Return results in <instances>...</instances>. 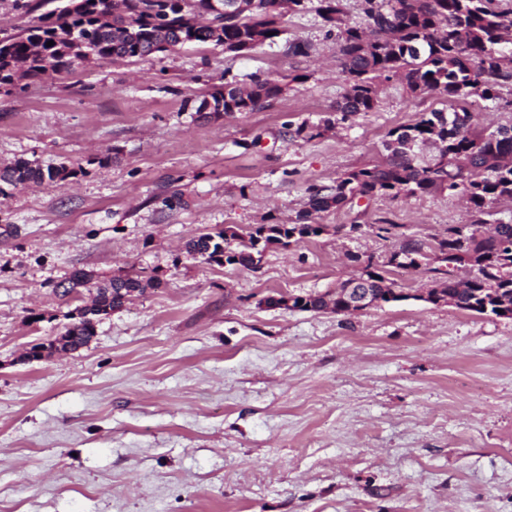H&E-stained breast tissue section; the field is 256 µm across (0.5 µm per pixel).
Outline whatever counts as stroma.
Returning <instances> with one entry per match:
<instances>
[{
    "label": "stroma",
    "mask_w": 512,
    "mask_h": 512,
    "mask_svg": "<svg viewBox=\"0 0 512 512\" xmlns=\"http://www.w3.org/2000/svg\"><path fill=\"white\" fill-rule=\"evenodd\" d=\"M255 75L288 82L265 108L197 119L204 94ZM345 88L335 36L293 12L244 55L199 44L0 88V167L87 171L0 194V512H512V319L418 300L436 274L386 263L404 237L467 223L461 197L312 214L331 233L254 271L186 253L197 232L295 222L309 186L380 162L390 129L448 106L395 79L375 111L291 137ZM367 259L409 300L347 316L266 304L333 290ZM77 269L160 284L87 346L28 360L89 304L60 294ZM335 121H338V119H333L332 117H327L324 120H320L318 123L304 121L295 128L293 136L306 140L318 138L325 132L332 130L335 127Z\"/></svg>",
    "instance_id": "35a3bbf8"
}]
</instances>
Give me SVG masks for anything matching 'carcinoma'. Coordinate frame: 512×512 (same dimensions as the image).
<instances>
[{"label":"carcinoma","mask_w":512,"mask_h":512,"mask_svg":"<svg viewBox=\"0 0 512 512\" xmlns=\"http://www.w3.org/2000/svg\"><path fill=\"white\" fill-rule=\"evenodd\" d=\"M366 26L347 21L349 0H288V10L312 11L323 26L336 29V45L346 89L336 101L341 119L371 112L377 105L380 83L400 80L414 97L437 94L453 103L451 111L423 112L415 123L387 133L385 157L371 167L352 169L331 185L309 188L311 212L341 208L356 200L397 199L431 192L462 195L471 214L468 230L450 227L437 241L448 252V285L442 293L459 309L500 316L495 304L502 297L512 305V223L495 224L493 234L476 235L490 223L491 207L512 200V124L486 132L477 127L469 98L499 99V89L512 81L503 61L512 58V0H359ZM283 0H256L253 9L235 17L211 14L210 0H119L105 13L103 0H84L79 9L58 6L34 16L20 32L0 36V86L15 83L18 67L34 79L50 68L69 75L95 60L144 58L186 44H213L239 55L275 43L281 34ZM54 45L49 46L47 42ZM284 90L280 81L253 76L247 89L224 84L209 94L214 109L224 114L253 112ZM207 98V99H209ZM207 99L195 110L206 120ZM335 127L327 117L307 121L294 137L312 140ZM87 174L79 163L44 168L25 159L0 168V193L18 184L56 186ZM322 225L307 223L303 215L293 224H259L227 233H199L186 242L187 253L206 263L254 269L264 253L286 249L293 242L318 236ZM426 241L409 238L392 257L398 267H417ZM470 265L476 273L456 279L455 268ZM360 279L388 303L389 285L369 264ZM140 276H115L96 287L92 305L79 311L78 321L65 328L54 350L76 351L94 336L101 317L120 310L141 295ZM279 302L292 308L321 312L336 300L325 294H282Z\"/></svg>","instance_id":"1"}]
</instances>
